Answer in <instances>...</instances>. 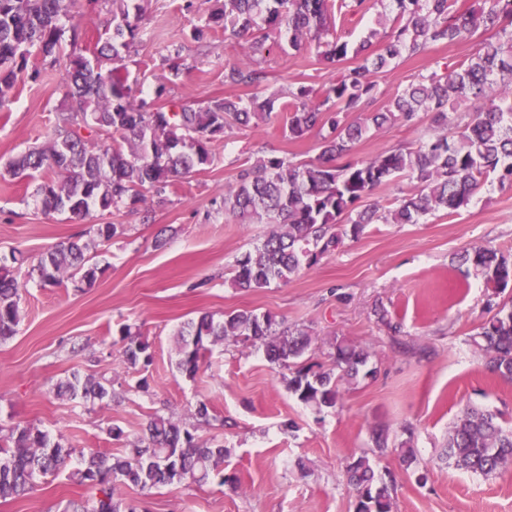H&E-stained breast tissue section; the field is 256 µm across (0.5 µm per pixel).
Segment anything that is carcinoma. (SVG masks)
Returning <instances> with one entry per match:
<instances>
[{
	"label": "carcinoma",
	"instance_id": "1",
	"mask_svg": "<svg viewBox=\"0 0 512 512\" xmlns=\"http://www.w3.org/2000/svg\"><path fill=\"white\" fill-rule=\"evenodd\" d=\"M393 16L382 29H371L358 43L335 34L334 10L365 15L384 0H224L210 14L206 28L222 27L250 43L253 56L224 65V85L258 87L268 78L254 55L281 34L295 48L313 42L329 63L357 64L327 87H291L288 100L233 95L201 104L169 100L148 104L142 90L129 83L126 52L142 26L141 0H112V37L97 41L91 56L66 52L62 36L80 33L73 24L74 0H0V107L31 57L69 65L67 107L57 115L52 137L7 164L15 178H41L36 194L46 213L67 212L84 219L140 205L161 207L167 190L180 177L210 163L211 142L238 127H257L288 113L285 131L296 141L310 133L320 138V153L310 163L283 156L257 159L238 172L224 189V217L238 224L266 221L277 228L245 253L234 266L239 288H265L287 282L305 267L337 251L345 238L358 237L368 224H417L434 212L458 211L489 176L512 186V0H390ZM470 42L468 63L452 70H431L391 96L386 109L372 111L377 84L370 74L388 71L402 56L425 53L437 43ZM350 113L357 114L349 121ZM430 126L415 146L394 145L374 156H354L356 143L371 128L397 123ZM95 135L84 138L80 130ZM406 177L411 192L393 207L364 204L371 192ZM89 244L78 235L43 254L33 266L45 285L64 277L90 288L96 267ZM485 288L498 295L512 283V258L477 247L460 256ZM20 287L0 274V343L16 335ZM241 339L263 348L269 362L292 371L288 390L303 404L322 411L340 404L345 385L358 382L366 369L367 349L343 340L334 345L330 367L313 371L298 366L312 339L308 331L287 326L268 313L237 311L217 320L202 314L177 331L176 368L192 377L210 347ZM124 361L135 367L152 360L149 344L126 328ZM471 343L487 370L512 380V305H501L486 319ZM57 394L95 403L114 397L112 380L72 373L56 386ZM221 442H195L192 432L169 417L156 415L145 436L123 458L99 451L86 453L63 437L52 440L28 425L0 436V500L31 491L37 480L56 474L74 456L80 462L69 479L95 490L91 505H71V512H124L114 482L151 490L174 482L203 484L223 471ZM448 467L483 478L512 463V425L499 411L468 406L448 430ZM347 481L356 493V512H392L393 481L376 477L366 455L346 464Z\"/></svg>",
	"mask_w": 512,
	"mask_h": 512
}]
</instances>
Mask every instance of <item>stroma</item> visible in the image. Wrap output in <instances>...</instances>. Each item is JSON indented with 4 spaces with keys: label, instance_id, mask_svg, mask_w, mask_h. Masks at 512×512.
Returning <instances> with one entry per match:
<instances>
[{
    "label": "stroma",
    "instance_id": "stroma-1",
    "mask_svg": "<svg viewBox=\"0 0 512 512\" xmlns=\"http://www.w3.org/2000/svg\"><path fill=\"white\" fill-rule=\"evenodd\" d=\"M143 31L127 60L128 79L146 93L165 87L171 99L203 103L213 97L250 96L224 84V66L239 61L244 43L207 28L222 0H144ZM82 37L78 50L111 36L107 7L75 0ZM207 35L194 39L195 29ZM180 51L185 68L171 79L161 60ZM471 43L431 45L423 55L403 57L394 69L373 74L382 109L396 89L432 69L467 63ZM269 71L261 91L287 96L291 85L322 87L341 77L345 65L329 68L315 47L273 45L264 57ZM65 62L30 59L6 106L0 108V267L21 288L20 322L0 344V435L18 423L78 449L124 456L143 435L152 415L190 428L199 443L223 442V479L143 490L118 484L134 512H355V492L344 477L353 457L369 453L371 432H389L378 470L395 477L393 512H512V466L485 479L448 468L442 457L448 428L468 406L512 417V382L490 374L469 338L488 317L491 298L479 278L468 275L458 255L476 246L512 253V188L485 186L470 204L440 211L417 224H370L358 238L304 269L288 283L244 290L232 282L234 264L270 230L266 224L224 219V189L238 171L262 155L314 161L319 137L289 141L282 122L235 129L211 143V162L179 178L164 207L149 216L128 209L77 220L69 213H43L37 183L15 178L6 163L32 146L47 144L57 112L67 106ZM369 131L354 155L367 158L386 147L408 144L428 129ZM97 224H119L110 240ZM172 226L164 246L161 227ZM89 244L99 268L92 287L42 284L31 268L41 254L73 236ZM385 308L379 322L375 308ZM254 310L309 331L314 344L301 362L324 364L340 339L371 353L372 376L344 387L340 406L315 412L287 388L284 369L248 342L213 346L191 378L175 368L176 332L204 313ZM148 342V366L123 361L121 331ZM111 378L117 397L95 406L58 397L57 382L72 372ZM206 403L208 418L196 414ZM122 431L110 436V428ZM411 441L417 459L403 467L401 441ZM89 490L68 470L39 480L28 495L0 501V512H64Z\"/></svg>",
    "mask_w": 512,
    "mask_h": 512
}]
</instances>
